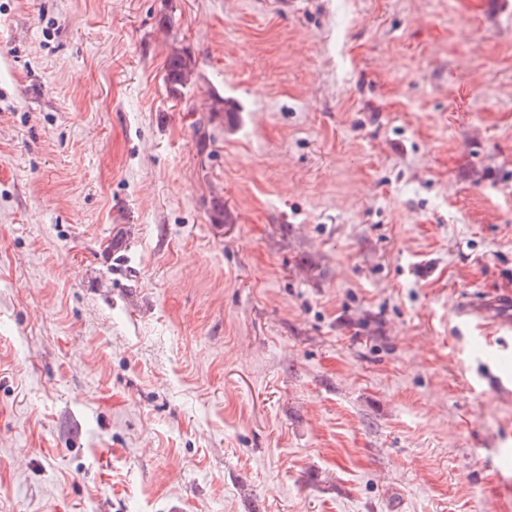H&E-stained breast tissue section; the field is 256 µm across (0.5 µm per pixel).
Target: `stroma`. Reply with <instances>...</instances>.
<instances>
[{
	"label": "stroma",
	"instance_id": "35a3bbf8",
	"mask_svg": "<svg viewBox=\"0 0 512 512\" xmlns=\"http://www.w3.org/2000/svg\"><path fill=\"white\" fill-rule=\"evenodd\" d=\"M511 293L512 0H0V512H512ZM194 62L186 52H177L170 56L167 65V81L173 91H179L192 75ZM459 314L467 317H491L492 321L507 329H512V295L506 297H485L478 301L464 302Z\"/></svg>",
	"mask_w": 512,
	"mask_h": 512
}]
</instances>
